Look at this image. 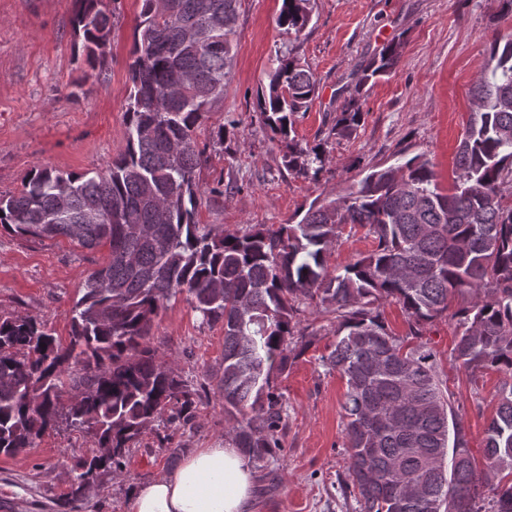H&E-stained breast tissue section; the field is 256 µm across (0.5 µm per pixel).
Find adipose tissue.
Wrapping results in <instances>:
<instances>
[{
    "label": "adipose tissue",
    "mask_w": 512,
    "mask_h": 512,
    "mask_svg": "<svg viewBox=\"0 0 512 512\" xmlns=\"http://www.w3.org/2000/svg\"><path fill=\"white\" fill-rule=\"evenodd\" d=\"M252 496V472L228 440L197 449L170 476L139 485L132 512H248Z\"/></svg>",
    "instance_id": "ef3b65f1"
}]
</instances>
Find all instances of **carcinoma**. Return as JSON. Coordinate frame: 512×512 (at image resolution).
Wrapping results in <instances>:
<instances>
[{
	"instance_id": "carcinoma-1",
	"label": "carcinoma",
	"mask_w": 512,
	"mask_h": 512,
	"mask_svg": "<svg viewBox=\"0 0 512 512\" xmlns=\"http://www.w3.org/2000/svg\"><path fill=\"white\" fill-rule=\"evenodd\" d=\"M101 2L76 0L72 20L93 71L104 68L112 30ZM240 4L141 0L123 148L101 172L36 167L22 189L0 193V229L108 248L72 306L67 345L35 317H0V455L34 447L66 418L112 449L78 464L69 493L76 502L97 470L122 468L129 443L155 423L190 424L197 391L148 345L159 309L184 293L203 322L224 325V423L247 462L265 472L288 421L271 377L288 372L312 342L298 319L307 301L332 320L323 365L346 379V487L356 512H512V482L495 480L512 474V383L496 394L480 470L461 409L421 341L452 299L467 296L452 314L453 361L512 378V37L490 42L448 191L415 155L367 168L343 194L313 200L296 223L216 233L196 221V178L206 163L196 132L233 77ZM309 5L283 0L279 25L301 32ZM401 56L402 44L392 42L368 61L327 138L356 131L358 98L394 74ZM277 62L258 109L286 143V168L315 180L324 144L308 149L293 133L316 80L290 56ZM344 225L367 229L375 246L331 270L326 256ZM390 300L402 306L417 345L387 331L380 307ZM74 365L86 375L72 377ZM404 476L416 480L414 490L401 487Z\"/></svg>"
}]
</instances>
